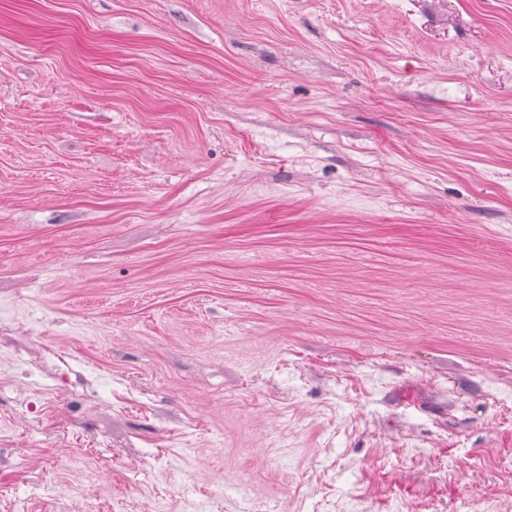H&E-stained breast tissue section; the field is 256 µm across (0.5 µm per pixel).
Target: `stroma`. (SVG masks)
Here are the masks:
<instances>
[{
    "mask_svg": "<svg viewBox=\"0 0 512 512\" xmlns=\"http://www.w3.org/2000/svg\"><path fill=\"white\" fill-rule=\"evenodd\" d=\"M27 340L1 505L512 512V0H0Z\"/></svg>",
    "mask_w": 512,
    "mask_h": 512,
    "instance_id": "1",
    "label": "stroma"
}]
</instances>
